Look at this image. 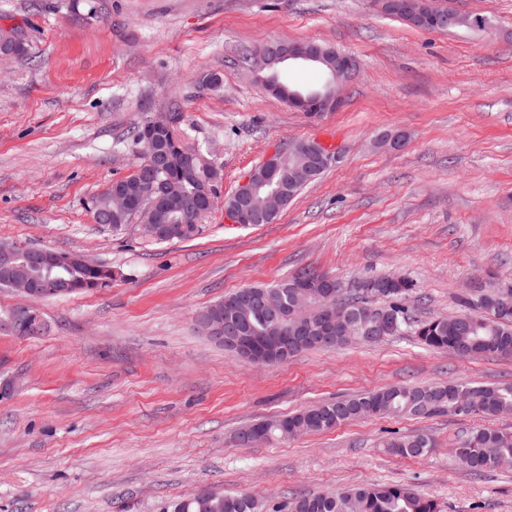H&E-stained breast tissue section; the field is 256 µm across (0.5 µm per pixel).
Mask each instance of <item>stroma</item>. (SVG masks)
I'll return each mask as SVG.
<instances>
[{
  "label": "stroma",
  "instance_id": "1",
  "mask_svg": "<svg viewBox=\"0 0 512 512\" xmlns=\"http://www.w3.org/2000/svg\"><path fill=\"white\" fill-rule=\"evenodd\" d=\"M0 0L25 55L0 56V242L73 252L118 276L45 299L41 336L0 331V512H162L209 487L263 512L299 493L408 484L440 512H512V466L473 475L456 451L512 413L376 416L242 446L260 419L356 393L448 379L512 383V357H460L412 334L254 366L202 336L197 313L238 288L311 268L343 293L399 276L420 318L464 312L468 287L512 283V0H454L491 32H433L368 0ZM354 56L342 106L312 119L245 63L265 41ZM218 75L219 87L203 85ZM181 106L187 141L222 167L221 201L195 239L155 243L95 223L87 201L132 172L129 131ZM403 137L395 149L384 136ZM337 162L276 221L233 222L222 200L291 140ZM433 437L392 455L390 433Z\"/></svg>",
  "mask_w": 512,
  "mask_h": 512
}]
</instances>
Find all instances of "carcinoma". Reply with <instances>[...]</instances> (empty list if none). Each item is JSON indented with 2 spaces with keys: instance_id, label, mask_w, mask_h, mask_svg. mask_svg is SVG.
Here are the masks:
<instances>
[{
  "instance_id": "1",
  "label": "carcinoma",
  "mask_w": 512,
  "mask_h": 512,
  "mask_svg": "<svg viewBox=\"0 0 512 512\" xmlns=\"http://www.w3.org/2000/svg\"><path fill=\"white\" fill-rule=\"evenodd\" d=\"M169 112L172 124L158 133V138L168 144L185 143L180 135L179 123L182 117L180 107L174 103ZM195 174L183 167L179 153L172 154L169 168L154 174L158 180L171 179L178 183L181 192L170 201L169 210L176 221L192 225L188 233L172 234L160 242H182L200 235L204 225L201 215L194 214L193 200L198 190V179L223 178L205 160L194 159ZM109 187L104 193L88 203L95 221L102 220L106 211H112V231L120 232L134 220L148 223L143 213L131 215L112 209V193ZM314 274V270L303 268L286 279L270 286H255L253 290L279 295L284 304L293 306L307 302L312 305L310 319L322 317L326 305L299 293L293 288L297 278ZM74 280L86 282L78 292L97 288L98 283L114 277V271L104 265H81L73 267ZM412 291V284L404 278L390 288H383L377 294L386 298L381 311L390 313L399 334L403 328L415 323V336L424 345L433 349L446 350L457 356L481 357L497 355L512 356V311L504 312L494 303L493 289L480 294L477 299H464L466 307L473 312L457 316H436L413 321L406 297ZM238 291L224 295V298L211 304L205 311H224V318L240 324L246 335L257 338L269 325V316L264 310H232ZM466 394L469 402L468 413L482 418H492L504 411L512 410V383L474 385L455 380L435 382L426 385H405L386 387L379 390L355 394L349 398L328 401L302 409L296 413L272 417L259 424L268 430L275 439L288 437V431L280 426L294 423L304 429V433H321L333 430L344 423L360 419L364 406L378 397L392 401L390 416H442L456 412L458 394ZM385 447L392 452L411 457L426 455L433 446V440L426 434L402 436L392 434L384 440ZM458 452L468 456L467 470L478 474L494 468L496 459H512V435L489 428H474L466 435ZM200 494L187 499L168 503L163 512H208L199 507ZM224 512H259L258 503L243 494L224 495ZM289 512H438L437 503L410 485L364 484L349 487L335 495L304 494L289 506Z\"/></svg>"
}]
</instances>
